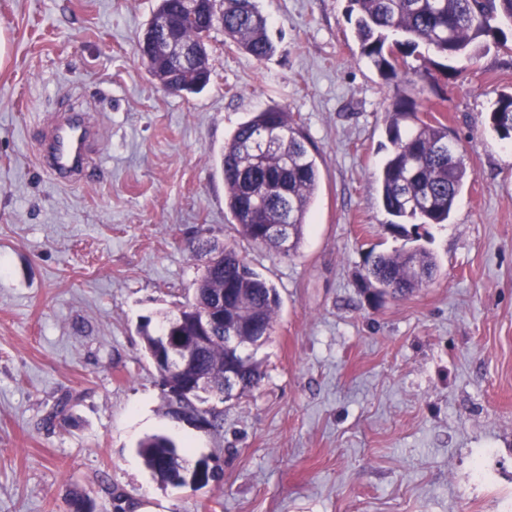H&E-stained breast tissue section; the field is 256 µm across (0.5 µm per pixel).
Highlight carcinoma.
Segmentation results:
<instances>
[{"instance_id": "cac0c4a2", "label": "carcinoma", "mask_w": 512, "mask_h": 512, "mask_svg": "<svg viewBox=\"0 0 512 512\" xmlns=\"http://www.w3.org/2000/svg\"><path fill=\"white\" fill-rule=\"evenodd\" d=\"M349 11L356 14L357 36L362 55L383 74L402 77L413 74L433 81L429 68L408 64L419 45L431 48L442 59H458L485 47L487 39L498 42L505 37L503 26L512 23V0H349ZM208 5L201 2L190 12L182 0H157L150 24L170 23L182 42L197 44L204 28L224 30V40L257 61L272 56L276 46L268 33V19L257 0H224V21L207 25ZM399 33L395 41L399 55L386 45V33ZM145 65L169 92L192 94L210 81L209 49H204L188 67L175 69L168 59L153 56ZM386 132L391 144L378 176V194L384 210L395 221L398 232L405 225L448 222L457 197L472 176L463 155L453 154L454 141L448 127L435 117L424 119L417 103L395 96L388 115ZM306 137L294 128L288 112L270 106L242 123L225 143L219 158L224 175V203L239 232L258 246L279 250L276 238L262 232L266 225L288 227L289 247L284 255L296 252L313 198L319 185L316 159L309 152ZM437 270L435 257L416 247L391 253L369 254L364 280L380 294L403 297L427 285ZM224 299V320L232 324L245 320L247 344L259 346L270 338L274 318L280 307L276 287L253 269L236 248L224 245V257L217 266L202 274L194 297L179 310L175 320L186 336L194 335L196 322L214 300ZM227 335L224 326L213 328L206 344L185 366L158 371L159 385L177 386L202 373L213 376L207 393L224 398V359ZM243 393L260 383L263 373L249 355H241ZM145 466L163 484L199 491L216 480L215 472L203 457L187 462L174 441L153 435L140 443Z\"/></svg>"}]
</instances>
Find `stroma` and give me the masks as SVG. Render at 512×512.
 Returning a JSON list of instances; mask_svg holds the SVG:
<instances>
[{
	"label": "stroma",
	"instance_id": "1",
	"mask_svg": "<svg viewBox=\"0 0 512 512\" xmlns=\"http://www.w3.org/2000/svg\"><path fill=\"white\" fill-rule=\"evenodd\" d=\"M277 50L214 31L209 85L162 89L137 54L156 0H0V512H512V39L436 85L382 76L348 0H258ZM438 118L473 173L445 224L397 233L375 190L395 94ZM101 115L99 164L74 186L35 165L58 104ZM284 108L320 180L296 251L242 237L218 156ZM234 244L278 290L259 385L214 401L220 430L165 413L141 338L192 298L190 241ZM422 247L434 280L401 299L363 280L369 252ZM65 411H58V404ZM165 434L221 481L161 486L138 453Z\"/></svg>",
	"mask_w": 512,
	"mask_h": 512
}]
</instances>
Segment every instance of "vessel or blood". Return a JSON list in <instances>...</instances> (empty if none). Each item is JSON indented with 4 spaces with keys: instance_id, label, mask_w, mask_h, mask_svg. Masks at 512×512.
Returning a JSON list of instances; mask_svg holds the SVG:
<instances>
[{
    "instance_id": "vessel-or-blood-1",
    "label": "vessel or blood",
    "mask_w": 512,
    "mask_h": 512,
    "mask_svg": "<svg viewBox=\"0 0 512 512\" xmlns=\"http://www.w3.org/2000/svg\"><path fill=\"white\" fill-rule=\"evenodd\" d=\"M94 115L81 110L54 112L42 127L36 164L52 180L71 185L85 180L96 165L100 144Z\"/></svg>"
}]
</instances>
